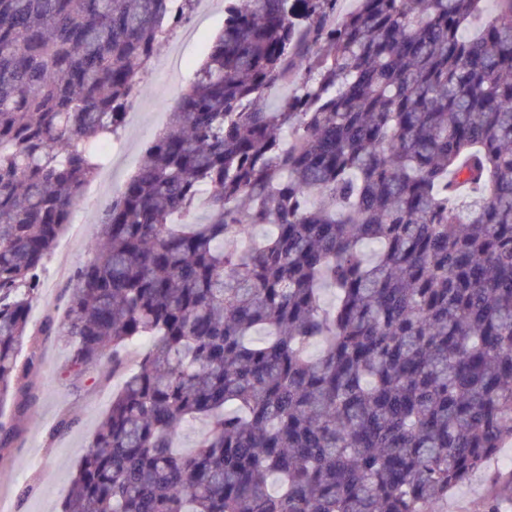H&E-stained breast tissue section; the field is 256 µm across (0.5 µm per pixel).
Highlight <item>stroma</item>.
<instances>
[{
	"instance_id": "35a3bbf8",
	"label": "stroma",
	"mask_w": 512,
	"mask_h": 512,
	"mask_svg": "<svg viewBox=\"0 0 512 512\" xmlns=\"http://www.w3.org/2000/svg\"><path fill=\"white\" fill-rule=\"evenodd\" d=\"M223 28L224 13L219 10L197 24L192 38H184L181 29L171 31L163 50L180 52L185 65L175 72L156 67L145 75L135 102L137 121L125 127L118 145L109 150L94 179L95 193L78 198L73 219L63 228L47 263L33 321L42 320L48 311H62L73 275L88 257L87 242L102 211L137 170L147 145L167 125L169 108L193 81ZM39 351L32 405L18 411V399L12 392L0 399V411L14 416L18 429L17 439L0 461V501L7 502L11 512H59L81 451L122 384L107 364L84 377L64 376L68 349L59 337H40ZM64 417L75 419L76 425L56 433L54 427ZM511 472L512 443H508L484 470L449 493L442 512H482L499 476Z\"/></svg>"
}]
</instances>
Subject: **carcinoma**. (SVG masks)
Wrapping results in <instances>:
<instances>
[{
	"label": "carcinoma",
	"instance_id": "cac0c4a2",
	"mask_svg": "<svg viewBox=\"0 0 512 512\" xmlns=\"http://www.w3.org/2000/svg\"><path fill=\"white\" fill-rule=\"evenodd\" d=\"M496 2L224 0L65 316L33 329L173 0H0V397L31 405L38 335L62 338L69 377L123 376L61 512H438L512 442ZM15 435L0 414V449Z\"/></svg>",
	"mask_w": 512,
	"mask_h": 512
}]
</instances>
